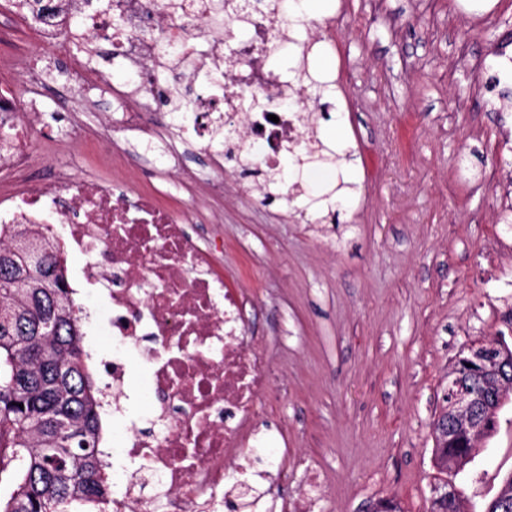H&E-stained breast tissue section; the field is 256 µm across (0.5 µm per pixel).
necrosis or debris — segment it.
<instances>
[{
    "label": "necrosis or debris",
    "instance_id": "4bbe7bcc",
    "mask_svg": "<svg viewBox=\"0 0 512 512\" xmlns=\"http://www.w3.org/2000/svg\"><path fill=\"white\" fill-rule=\"evenodd\" d=\"M59 0L58 11L73 34V47L99 33L112 39V57L134 78V93L121 110L123 126L138 136L175 144L176 125L156 131L145 122L156 78L157 40L177 49L187 66L172 74L195 115L218 114L242 145L248 166L279 170L290 150L309 140L314 126L307 102L288 104L299 79L269 63L287 41L269 16L249 7L248 36L236 45V61L224 63L223 26L212 22L209 0ZM122 26H115V18ZM258 94L263 105L239 107ZM37 123L16 96L0 92V172L23 174L32 163L31 132ZM189 211L161 206L142 194L113 193L94 177L66 168L46 184H25L0 197V225L25 227L33 236L67 239L86 259L82 275L106 289L111 334L121 346L150 338L152 369L139 399L147 402L158 429L140 432L125 423L131 371L120 357L104 363L112 391V443L137 468L125 470L123 491L112 512H262L265 494L239 479L241 449L260 417L271 386L268 356L246 326L248 298L225 290L214 274V253L185 232Z\"/></svg>",
    "mask_w": 512,
    "mask_h": 512
}]
</instances>
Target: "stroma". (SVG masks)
<instances>
[{
  "mask_svg": "<svg viewBox=\"0 0 512 512\" xmlns=\"http://www.w3.org/2000/svg\"><path fill=\"white\" fill-rule=\"evenodd\" d=\"M311 23L336 52L310 54L312 74L332 81L335 109L318 119L322 142L350 152L344 165L304 168L293 201L256 200L254 176H224V194L178 184L160 167L107 157L98 127L76 129L51 98L26 96L22 72L42 68L46 85L72 71L82 95L109 109L124 71L103 36L91 53H60L58 27L0 15V88L41 113L35 144L51 136L76 176L93 172L126 182L178 210L198 198L190 230L217 238L215 271L227 288L264 306L261 335L276 337L270 364L287 391L271 386L250 469L272 489L297 496L283 472L307 463L321 471L325 499L314 512H366L390 500L399 512H429L440 479L432 461V423L455 355L473 343L512 345V104L503 102L490 66L512 59V0H314ZM354 183L335 219L305 210L309 194ZM76 303L99 317L82 326L89 365L103 385L113 342L107 298L79 278L83 258L61 240ZM512 472V397L497 433L455 477L467 512H483Z\"/></svg>",
  "mask_w": 512,
  "mask_h": 512,
  "instance_id": "35a3bbf8",
  "label": "stroma"
}]
</instances>
